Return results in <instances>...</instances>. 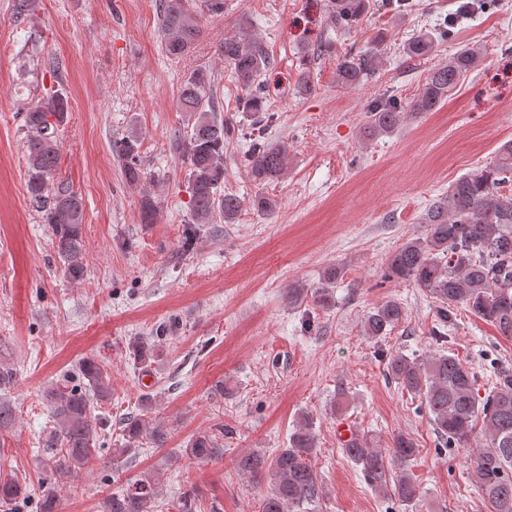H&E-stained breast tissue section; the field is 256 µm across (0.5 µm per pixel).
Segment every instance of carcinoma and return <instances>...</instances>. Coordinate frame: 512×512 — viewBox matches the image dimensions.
I'll use <instances>...</instances> for the list:
<instances>
[{"label":"carcinoma","mask_w":512,"mask_h":512,"mask_svg":"<svg viewBox=\"0 0 512 512\" xmlns=\"http://www.w3.org/2000/svg\"><path fill=\"white\" fill-rule=\"evenodd\" d=\"M366 9L365 0H336L332 21L336 29L355 26ZM163 20V50L176 59L197 40L200 28L185 8V0H160ZM448 30L420 33L404 45L409 58L431 54ZM236 78L246 90L242 111L256 116L251 150L244 165L253 181L262 184L279 178L286 170V150L265 137L266 87L262 74L272 68L267 51L244 33L224 37L217 47ZM477 51L460 48L448 63L435 68L417 97L407 105L389 99L369 111L368 125L373 133L390 134L408 112H433L448 98L461 79L476 66ZM382 64L376 48L358 57L343 55L336 70L341 84L358 86L372 78ZM210 75L195 70L181 85V109L195 117L192 130L182 144L191 180V217L194 224H231L241 212V199L224 191V143L234 126L215 114L208 96ZM68 96L55 91L41 99L25 114L28 139L27 193L50 224L55 252L66 276L79 281L84 277L83 203L68 185L53 181L59 159L56 129L67 118ZM139 139L131 134L114 145L125 161L124 174L131 185L139 184L144 172L136 161ZM512 182V141L505 143L491 162L480 171L463 176L448 187V195L434 201L424 215L423 237L411 238L388 259V277L410 281L425 289L439 304L435 340L445 339V327L457 306L492 323L504 338H512V197L501 188ZM157 205L153 197H141L140 216L144 224L155 223ZM405 317V309L394 300L376 307L364 318L363 330L379 339ZM134 362L143 365L158 355L157 344L136 340L131 344ZM388 374L401 390L417 397L446 448H470L467 480L487 501L492 512H512V368L493 373L491 390L485 397L475 392V376L469 367L443 351L423 358L392 354ZM82 383L61 389L52 384L45 390L50 404L51 425L40 439L49 454L55 474L65 476L84 465L92 454L99 432L91 415L94 401L109 400L112 391L100 365L93 359L79 364ZM15 423L13 405L0 400V432ZM124 447L115 450L117 458L135 452L143 437L161 447L167 433L152 423L147 408L129 413L120 421ZM219 438L203 435L185 452L195 459L212 460L223 454ZM313 417L300 418L288 438V447L275 455L243 453L235 459L238 473L255 479L265 476L269 488L263 494L261 512H318L325 496L313 465L317 453ZM344 454L360 468L364 479L377 490L392 491L398 502L410 507L419 496L418 485L405 466L416 456L417 448L403 432L392 436L389 447L380 449L366 436L357 435L343 448ZM21 487L14 480H0V503L11 508L19 503ZM157 486L142 475L112 492L106 512H158Z\"/></svg>","instance_id":"1"}]
</instances>
